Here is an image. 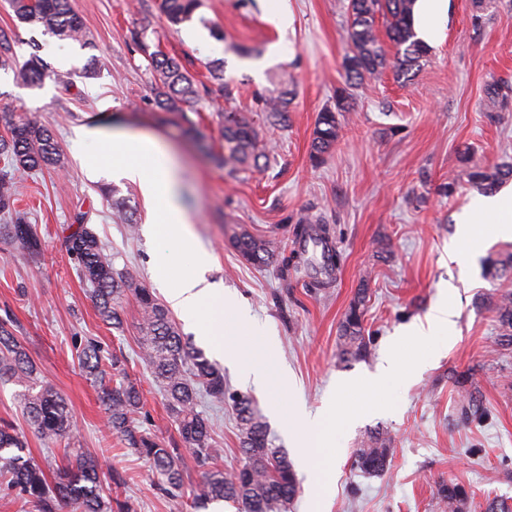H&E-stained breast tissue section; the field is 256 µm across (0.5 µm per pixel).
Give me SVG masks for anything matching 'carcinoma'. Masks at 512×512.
Segmentation results:
<instances>
[{"label": "carcinoma", "mask_w": 512, "mask_h": 512, "mask_svg": "<svg viewBox=\"0 0 512 512\" xmlns=\"http://www.w3.org/2000/svg\"><path fill=\"white\" fill-rule=\"evenodd\" d=\"M201 5V0H160L159 9L170 25L178 26L192 18ZM10 6L23 23L41 27L44 32L62 41L78 43L82 48L89 44L84 22L69 0H10ZM413 6L414 0H349L344 86L336 89L334 106L325 107L317 115L311 144L315 162H323L324 155L339 138L340 117L351 107L352 86L377 79L389 68L407 75L428 56L429 48L415 38L412 29ZM380 18L384 20L387 38L397 48L391 59L376 33ZM136 42L147 56L157 81L161 109L178 112L182 104L198 99L197 80L178 59L150 51L149 44L140 37ZM13 65H17L13 40L1 31L0 68ZM48 72L50 65L33 53L19 66L17 76L37 84ZM486 94L505 104L512 96V84L492 82L486 86ZM291 95V91L284 90L277 96L262 98L268 117L280 124L286 122ZM222 136L224 162L262 169L260 159L267 158L268 153L250 119L237 113L225 114ZM0 156L5 159L6 168L0 172V212L14 213L12 223L4 226L5 235L29 254L37 255L42 241L26 214L15 210V178L57 166L58 143L47 127L23 113L12 112L6 134L0 135ZM465 175L472 186L488 193L512 177V162L495 168L468 167ZM75 222L77 228L64 238L63 245L76 262L82 279L92 286V300L101 319L115 329L121 328L123 297L131 293L136 299L143 359L161 383L186 451L200 470L198 489L193 494L194 509L223 501L235 507L236 512H286L300 487L288 454L271 447L268 428L252 400L243 394L233 397L242 461L239 467L226 471L219 464L224 449L212 446V425L207 416L197 411L202 394L214 403H224V374L201 350L184 341L150 290L138 283L134 271L114 269L97 234L87 225V214H77ZM232 244L241 258L252 265L266 266L273 259L269 241L261 236L243 231L232 238ZM499 267L505 290L498 295L493 308L503 329L502 336L512 342V259L499 262ZM367 293L366 288L358 289L340 323V356L344 360L363 359L370 353L371 338L365 335L363 326ZM77 355L86 378L101 391L112 433L149 465L167 495L179 496L184 486L180 449L166 447L134 425V415L141 409L137 385L131 381L110 385L97 339L80 340ZM0 381L20 387L15 394L16 403L38 439L53 443L70 435L73 420L67 401L51 383L39 379L35 364L14 336L8 320L0 321ZM460 387L458 418L466 423L481 418L476 392L466 388L463 380ZM393 453L391 437L375 432L356 449L354 464L370 477H382L389 472ZM65 460L63 466L47 471L12 426L0 425V486L23 500L28 512H135L131 501L114 503L103 495L97 458L75 449L65 454ZM437 499L448 512H465L471 495L463 485L450 479L438 484Z\"/></svg>", "instance_id": "carcinoma-1"}]
</instances>
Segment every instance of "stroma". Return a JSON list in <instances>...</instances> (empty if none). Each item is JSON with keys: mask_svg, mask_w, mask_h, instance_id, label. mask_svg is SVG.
<instances>
[{"mask_svg": "<svg viewBox=\"0 0 512 512\" xmlns=\"http://www.w3.org/2000/svg\"><path fill=\"white\" fill-rule=\"evenodd\" d=\"M159 2L72 0L91 42L83 49L20 22L8 0H0V30L11 35L18 61L37 52L70 74L66 85L50 77L29 85L15 71L0 69V113L23 112L52 129L61 154L60 166L17 180L18 207L36 228L42 252L31 256L0 236V321L11 320L41 376L68 402L75 428L64 442L42 443L14 403L11 384H0V421L14 424L39 461L59 464L67 447L97 457L127 477L117 495L135 500L139 512H193L199 477L192 458L182 460L187 476L181 497L162 494L145 461L107 430L101 393L85 378L74 348L76 337L92 336L106 352L117 353L122 375L142 395L139 425L168 447H182L163 392L139 356L134 297L124 299L122 329L103 322L89 284L61 248L76 215L88 213L114 268L136 269L139 282L164 302L151 270L169 245L140 233L150 209L138 186L103 173L101 144H87L78 154L71 142L80 126L144 131L175 158L180 201L211 255L208 280L248 302L258 323L275 334L278 362L292 376L290 390L247 387L229 370L224 382L229 392L253 396L274 447L286 449L291 461L300 451L289 447L269 414L270 403L293 396L309 409L321 407L339 381L374 371L399 331L430 313L444 282L457 288L453 340L427 337L415 347L431 358L422 373L356 396L365 411L353 425L337 422L336 445L325 451L330 477L317 489L297 472L302 492L288 512H309L316 496L323 512H439L435 488L448 478L472 492L471 512H486L492 501L512 510V344H501L502 329L490 308L500 287L492 263L512 253V240L494 242L474 267L446 262L457 218L477 190L463 181L453 196L438 191L450 174L462 172L463 148H470L472 164L484 168L512 158V106L500 108L485 91L494 79L512 83V5L501 0L477 24L470 0H448L444 40L431 47L409 81L390 70L358 86L335 147L317 165L310 157L316 117L334 105L343 83L348 0H288L293 22L284 31L266 20L261 0H202L188 24L178 27L170 26ZM146 17L150 46L178 57L200 81H207L208 62L223 60V85L209 83L207 94L181 111L158 108L155 80L131 38ZM217 29L223 39L214 37ZM90 66L95 75H85ZM282 72L291 76L294 95L287 122L273 128L257 97L277 94L275 77ZM228 111L249 117L257 128L270 156L264 170L218 163ZM116 202L128 206L137 233L113 222ZM305 217L310 238L302 245L293 228ZM244 229L270 240L275 263L259 268L239 256L231 238ZM323 236L341 256L330 271L315 245ZM363 284L369 288L371 354L346 363L339 357V324ZM461 376L484 408L483 418L469 424L456 415ZM375 399L385 401L386 412L368 411ZM197 409L215 424L225 469L238 466L232 404L203 397ZM378 429L395 448L382 478L352 466L356 448Z\"/></svg>", "mask_w": 512, "mask_h": 512, "instance_id": "stroma-1", "label": "stroma"}]
</instances>
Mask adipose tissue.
<instances>
[{"mask_svg": "<svg viewBox=\"0 0 512 512\" xmlns=\"http://www.w3.org/2000/svg\"><path fill=\"white\" fill-rule=\"evenodd\" d=\"M448 24V0H415L413 28L427 46L438 44ZM87 141L111 142L112 175L137 184L148 204L151 216L145 226L147 236L167 234L173 252L155 262L152 272L171 306L186 316L190 327L225 361L235 364L245 382L259 385L277 379L289 386L291 377L277 365V351L271 342L261 350L230 349L224 342L227 320L247 325L253 317L247 304L235 295L210 283L205 273L211 258L192 235L190 219L179 203L174 161L166 147L153 135L116 129L105 132L97 127L75 131L76 144ZM512 239V192L472 201L459 217L457 229L448 245L450 260L474 264L490 241ZM188 261L185 272H177L181 261ZM424 365L420 359H404L389 349L375 374L345 380L334 386L319 410L311 411L300 400H293L288 424L294 447L300 448L314 483H322L328 467L322 449L333 447L337 412L345 410L349 394L355 390L375 389L392 377H407Z\"/></svg>", "mask_w": 512, "mask_h": 512, "instance_id": "1", "label": "adipose tissue"}]
</instances>
